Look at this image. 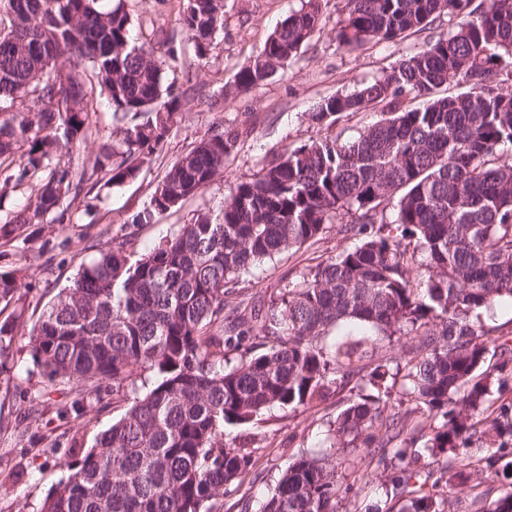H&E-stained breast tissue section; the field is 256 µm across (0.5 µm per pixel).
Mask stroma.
<instances>
[{
  "instance_id": "1",
  "label": "stroma",
  "mask_w": 512,
  "mask_h": 512,
  "mask_svg": "<svg viewBox=\"0 0 512 512\" xmlns=\"http://www.w3.org/2000/svg\"><path fill=\"white\" fill-rule=\"evenodd\" d=\"M298 4L299 0H224V25L208 56L166 73L167 81L175 83L184 98L172 132L153 163L119 186L107 184L102 177L84 184L64 217L40 218L31 225L28 240L14 242L7 254L0 255L1 270L17 266L20 255L31 259L17 302L0 304V324L15 328L7 369L0 373V404L22 419L18 434L0 433V512H36L50 489L66 476L73 443L91 446L99 432L122 416L128 397L134 394L132 387L114 394L107 382L100 400L91 402L81 418L58 416V408L71 399L70 388L65 384L47 387L29 352L30 329L79 266L93 258L90 244L98 232L127 238L134 251L144 252L191 223L198 213H218L233 183L253 178L274 154L320 137L311 114L323 98L381 77L403 55L422 48L448 28L443 17L395 41L348 51L337 45L333 33L344 0H321L320 28L284 76L225 94L237 71L262 51L276 24ZM182 7L183 0H127L136 38L153 48L156 57H163L169 41L192 55V44L178 22ZM224 129L238 131L240 138L223 173L198 195L156 216L153 223H133V216L148 207L171 163L204 136ZM356 242L340 225H327L317 240L242 275L226 303L242 311L268 306L281 288L298 282L303 273ZM349 399L350 392L344 389L297 411L271 408L251 424L229 428L237 445L250 447L255 464L239 491L223 497L220 512H258L278 475L323 437L329 421ZM338 480L350 488L341 497L339 512H385L387 472L366 450L357 449L350 468Z\"/></svg>"
}]
</instances>
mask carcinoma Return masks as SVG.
I'll list each match as a JSON object with an SVG mask.
<instances>
[{"instance_id":"obj_1","label":"carcinoma","mask_w":512,"mask_h":512,"mask_svg":"<svg viewBox=\"0 0 512 512\" xmlns=\"http://www.w3.org/2000/svg\"><path fill=\"white\" fill-rule=\"evenodd\" d=\"M235 78L258 86L291 65L321 22L320 0H300ZM346 0L338 45L357 50L422 31L443 15L448 31L403 56L380 78L318 103L312 119L380 109V120L350 139L324 134L287 150L252 179L236 182L217 215L193 222L136 255L128 242L94 245L30 332L34 362L50 385H70L58 415L84 413L86 399L112 382L120 392L147 374L125 414L94 445L74 447L69 475L37 512H212L238 491L252 453L224 440V427L262 411H296L353 385L357 399L316 449L299 455L269 490L260 512H338V469L368 448L390 470L399 512H458L460 497L424 490L443 462L475 491L474 512H512V347L479 320L512 303V0ZM0 32V192L29 179L34 195L0 222V246L63 206L71 190L104 173L135 179L168 139L180 97L164 67L186 63L167 43L164 60L134 41L123 0H7ZM179 24L206 58L224 24V0H186ZM65 58L69 68L57 66ZM98 84L86 83L79 67ZM52 69L77 107L54 104ZM112 104L118 142L101 143L92 169L62 160L87 139L97 94ZM33 97L25 112L16 103ZM239 138L215 132L176 160L134 224L153 219L206 188ZM27 145L19 158L17 146ZM393 219L375 224L383 203ZM356 223L362 237L310 270L256 316L224 311L242 274L319 237L328 224ZM24 266L0 270V303L22 286ZM411 338L404 362L383 341ZM498 356L486 364L487 354ZM397 404L408 403L404 412ZM410 437V448L399 441ZM460 448H478L475 459ZM504 486L490 504L476 489Z\"/></svg>"}]
</instances>
